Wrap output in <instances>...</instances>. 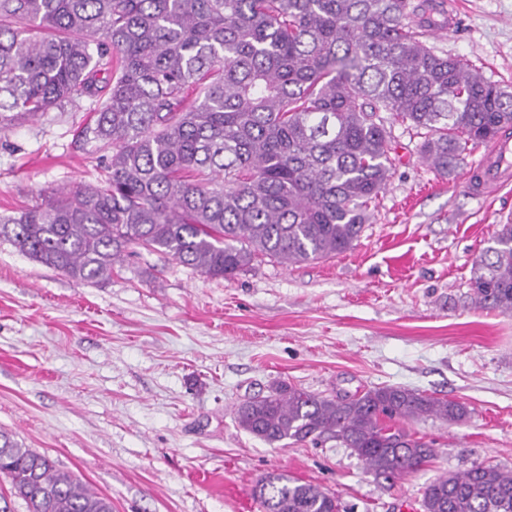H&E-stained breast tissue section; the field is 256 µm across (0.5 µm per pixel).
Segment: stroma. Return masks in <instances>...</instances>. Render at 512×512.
I'll use <instances>...</instances> for the list:
<instances>
[{
    "mask_svg": "<svg viewBox=\"0 0 512 512\" xmlns=\"http://www.w3.org/2000/svg\"><path fill=\"white\" fill-rule=\"evenodd\" d=\"M456 30L433 35L512 87V0H440ZM89 103L0 131V215L40 190L96 182ZM393 174L353 250L265 260L230 280L162 253L124 257L83 283L0 240V430L112 501V512H264L259 480L288 474L348 512H403L423 487L475 463L512 468V313L472 303V262L512 220V187L485 200L424 160L416 130L387 120ZM284 382L326 396L402 386L465 403L459 425L407 427L435 455L393 483L336 440L270 445L241 429L243 400Z\"/></svg>",
    "mask_w": 512,
    "mask_h": 512,
    "instance_id": "1",
    "label": "stroma"
}]
</instances>
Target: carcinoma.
Segmentation results:
<instances>
[{"label":"carcinoma","instance_id":"1","mask_svg":"<svg viewBox=\"0 0 512 512\" xmlns=\"http://www.w3.org/2000/svg\"><path fill=\"white\" fill-rule=\"evenodd\" d=\"M436 0H0V131L88 100L80 138L104 178L0 218V239L78 282L135 250L210 278L260 258L298 264L354 248L395 146L382 113L424 135L440 175L512 129V90L429 45ZM471 300L512 312V224L473 265ZM467 406L383 386L329 398L280 384L235 409L270 444L331 437L377 477L429 462L433 442L392 421L464 420ZM0 475L27 512H112L47 456L0 433ZM265 512H340L286 474ZM422 512H512V470L478 463L427 484Z\"/></svg>","mask_w":512,"mask_h":512}]
</instances>
